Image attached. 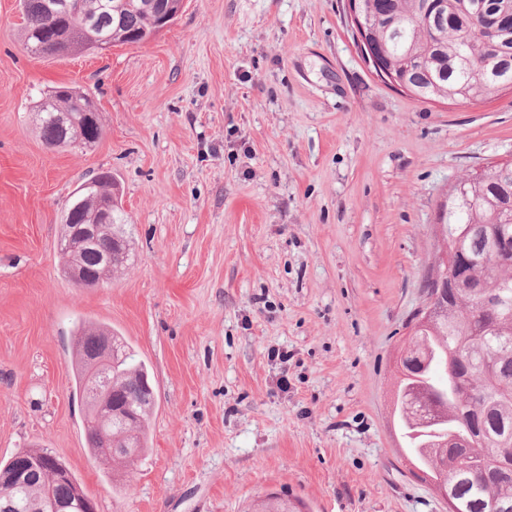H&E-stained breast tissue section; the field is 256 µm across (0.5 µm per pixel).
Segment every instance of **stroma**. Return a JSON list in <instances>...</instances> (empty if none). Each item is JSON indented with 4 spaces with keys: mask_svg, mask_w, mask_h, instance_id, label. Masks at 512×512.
<instances>
[{
    "mask_svg": "<svg viewBox=\"0 0 512 512\" xmlns=\"http://www.w3.org/2000/svg\"><path fill=\"white\" fill-rule=\"evenodd\" d=\"M22 26L0 0V460L49 448L97 512H247L271 492L306 512H448L412 473L395 361L449 190L512 158V90L458 104L388 86L348 0H184L147 43L53 60ZM62 83L98 107L92 146L35 130ZM101 171L132 257L79 288L60 220ZM82 321L123 336L154 388L152 446L117 493L86 447Z\"/></svg>",
    "mask_w": 512,
    "mask_h": 512,
    "instance_id": "obj_1",
    "label": "stroma"
}]
</instances>
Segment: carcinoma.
Returning <instances> with one entry per match:
<instances>
[{
    "instance_id": "cac0c4a2",
    "label": "carcinoma",
    "mask_w": 512,
    "mask_h": 512,
    "mask_svg": "<svg viewBox=\"0 0 512 512\" xmlns=\"http://www.w3.org/2000/svg\"><path fill=\"white\" fill-rule=\"evenodd\" d=\"M83 16L46 13L47 0H19L24 19V45L31 54L54 59L80 53H94L99 46L138 45L157 34L154 0H80ZM423 0H366L362 9L387 14L379 27L386 59L408 75L413 95L423 101H490L502 90L512 89V39L489 44L481 39L480 22L463 11L465 0H446L448 21L441 36L420 21ZM90 98L76 88L62 84L43 93L35 111L63 112L81 119ZM83 207H66L62 225L86 224L96 217V199L80 192ZM444 225L450 242L461 238L473 251L485 249L486 235L498 225L512 227V164L503 170L497 164L467 176L463 193L448 204ZM112 231L127 240L120 196L112 201ZM123 248L117 240L101 239L91 250L71 257L59 252L61 265L78 261L87 276L98 278L100 252ZM470 288L440 302V312L421 331L439 348L421 377L430 386L453 388L458 399L448 406V428L466 432L476 409H481L485 440L459 458L448 449L437 448L436 465L454 491V512H484L485 506L504 501L512 504V468L499 466L505 454L500 440L512 439V252L489 257L463 271ZM111 329L82 322L72 336L75 360L72 364L76 390L85 404L83 430L91 458L102 463L107 452L100 430L112 428V443L121 448L134 445V453L112 457V474L120 475L145 454L149 444V419L156 400L146 391L148 377L144 362L138 360L122 337L112 333L116 356L112 358V425L101 423L88 400L90 366L86 358L97 352L98 333ZM72 483L46 468L27 470L21 485L0 477V512H42L46 501H65ZM251 512H299L290 499L263 498Z\"/></svg>"
}]
</instances>
